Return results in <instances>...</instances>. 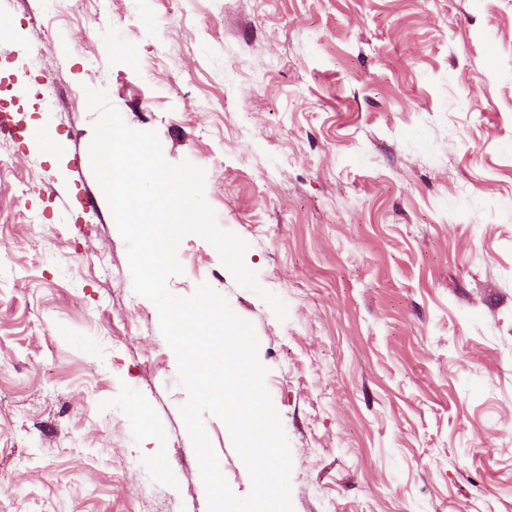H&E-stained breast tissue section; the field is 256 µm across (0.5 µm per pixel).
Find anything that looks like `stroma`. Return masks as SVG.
I'll list each match as a JSON object with an SVG mask.
<instances>
[{
	"mask_svg": "<svg viewBox=\"0 0 512 512\" xmlns=\"http://www.w3.org/2000/svg\"><path fill=\"white\" fill-rule=\"evenodd\" d=\"M1 27L0 512H208L187 394L91 168L89 87L204 169L287 306L180 243L169 287L208 283L255 327L294 512H512V0H0ZM51 110L59 159L20 137ZM206 432L248 494L226 425ZM126 404L129 412V421L132 427L144 436L148 442L155 443L152 449L144 448L148 461L153 465H157L160 461V455L158 454L160 448L156 445V439L148 425L147 406L135 395L129 396Z\"/></svg>",
	"mask_w": 512,
	"mask_h": 512,
	"instance_id": "obj_1",
	"label": "stroma"
}]
</instances>
